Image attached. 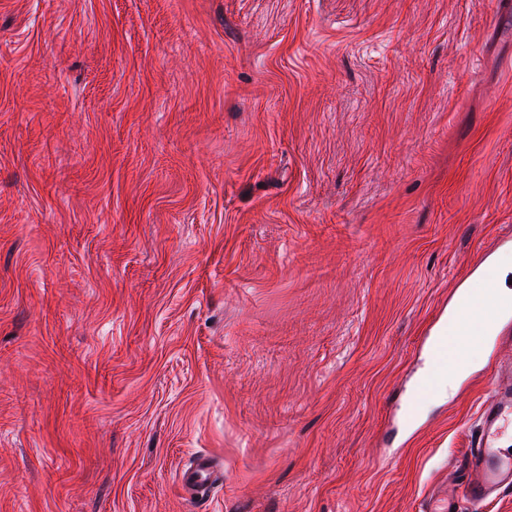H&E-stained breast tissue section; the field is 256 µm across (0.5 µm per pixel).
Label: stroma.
Instances as JSON below:
<instances>
[{
  "instance_id": "obj_1",
  "label": "stroma",
  "mask_w": 512,
  "mask_h": 512,
  "mask_svg": "<svg viewBox=\"0 0 512 512\" xmlns=\"http://www.w3.org/2000/svg\"><path fill=\"white\" fill-rule=\"evenodd\" d=\"M511 246L512 0H0V512H426ZM503 259V258H502ZM499 262L498 267L496 269V273L494 277L488 281L486 288L484 290L493 295L497 301V303H507L512 306V291L504 290L497 287L496 277L505 270L506 267H512V260H502ZM485 292L479 291L477 295V300L479 304H492V298L489 294ZM457 302L458 306L454 313H457L458 309L465 310L457 313L450 324L451 334L455 338L452 339V352L448 358V374L443 376V383L448 382V387H451L455 378L461 374L460 368L470 363L474 350L484 342L486 336L496 332L500 318L496 309H466L470 302L463 297H458ZM426 356L430 360L433 370L445 366L448 353V334L442 336H428ZM224 483V471H221L208 456H200L180 478L181 488L187 495L202 501L217 483Z\"/></svg>"
}]
</instances>
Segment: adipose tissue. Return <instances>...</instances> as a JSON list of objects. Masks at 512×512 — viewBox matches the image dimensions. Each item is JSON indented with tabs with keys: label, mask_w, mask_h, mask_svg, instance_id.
I'll return each mask as SVG.
<instances>
[{
	"label": "adipose tissue",
	"mask_w": 512,
	"mask_h": 512,
	"mask_svg": "<svg viewBox=\"0 0 512 512\" xmlns=\"http://www.w3.org/2000/svg\"><path fill=\"white\" fill-rule=\"evenodd\" d=\"M499 315L492 308H473L459 312L450 324L454 336L445 382H453L461 367L469 363L474 350L497 328Z\"/></svg>",
	"instance_id": "obj_1"
}]
</instances>
